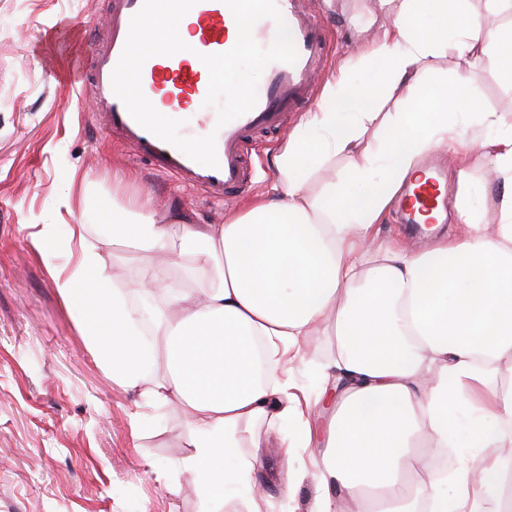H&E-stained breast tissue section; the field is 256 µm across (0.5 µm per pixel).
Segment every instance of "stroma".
Returning <instances> with one entry per match:
<instances>
[{
	"instance_id": "35a3bbf8",
	"label": "stroma",
	"mask_w": 512,
	"mask_h": 512,
	"mask_svg": "<svg viewBox=\"0 0 512 512\" xmlns=\"http://www.w3.org/2000/svg\"><path fill=\"white\" fill-rule=\"evenodd\" d=\"M312 6L330 46L323 79L342 70L351 85L371 84L376 64L364 55L383 41L393 14L380 0ZM107 8L108 0H0V512H311L328 422L316 401L320 385L336 377L330 325L301 337L297 357L279 367L289 392L312 403L311 446L293 431L297 417L261 425V448L245 439L240 454L260 458L252 479L262 493L245 499L228 486L210 504L177 466L189 453L182 401L148 409L138 391L113 382L79 310L55 287L79 260V227L93 233L110 223L105 201L150 198L168 224L230 221L275 179L272 158L304 114L259 141L263 173L230 201L157 175L100 130L75 79L76 52L61 44L62 28L72 25L90 42ZM470 92L478 111L512 115V85L486 64L472 66ZM116 172L126 176L117 189ZM73 175L88 188L82 208L66 204ZM102 254L111 284L136 281L134 252L107 245Z\"/></svg>"
}]
</instances>
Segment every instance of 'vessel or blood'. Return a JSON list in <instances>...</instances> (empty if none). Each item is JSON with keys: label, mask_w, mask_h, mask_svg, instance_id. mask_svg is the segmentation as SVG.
<instances>
[{"label": "vessel or blood", "mask_w": 512, "mask_h": 512, "mask_svg": "<svg viewBox=\"0 0 512 512\" xmlns=\"http://www.w3.org/2000/svg\"><path fill=\"white\" fill-rule=\"evenodd\" d=\"M275 3L290 28L298 59L292 64H268L265 81L257 90L256 106L225 126H218L216 112L197 113V128L202 134L216 136L218 165L212 168L193 161L140 126L115 95L112 73L124 49L130 20L143 0H108L107 23L94 40L86 77L81 81L104 132L117 136L159 175L202 191L210 200L224 201L242 194L251 178L248 147L254 133L279 131L289 112L312 96L327 50L324 30L310 0ZM189 15L195 20L191 51L151 57L142 68L143 93L161 113L186 108L191 101L205 98L209 73L201 55L225 52L236 43L230 34L236 21L223 0H197ZM449 204L448 184L442 173H435L417 189L405 192L402 221L415 223L420 213L445 214Z\"/></svg>", "instance_id": "b4317fda"}]
</instances>
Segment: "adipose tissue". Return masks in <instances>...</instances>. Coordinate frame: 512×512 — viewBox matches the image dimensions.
Masks as SVG:
<instances>
[{
	"mask_svg": "<svg viewBox=\"0 0 512 512\" xmlns=\"http://www.w3.org/2000/svg\"><path fill=\"white\" fill-rule=\"evenodd\" d=\"M375 82L329 80L318 111L275 155L269 191L227 224L159 223L143 199L112 212L110 244L138 252L141 292L162 291L157 333L168 377L153 383L155 404L181 398L193 410L182 467L203 495L235 478L241 494L258 459L237 457L240 430L259 442L260 424L287 416L277 380L282 356L326 318L334 320L336 369L317 481V512H496L512 494V457L499 454L512 419V392L492 394L469 426L480 467L454 473L430 465L420 432L447 442L449 408L473 382L491 387L512 354V123L477 112L469 67L479 61L512 75V25H490L465 0H396ZM454 48L451 88H433L425 61ZM393 112L379 116L378 104ZM494 136H486V129ZM479 150L494 174L492 213L458 198L464 234L424 252L385 246L375 226L423 152ZM331 155L350 164L319 195L310 169ZM81 262L57 279L65 298L90 288L84 329L113 379L136 388L142 318L123 289L106 290L97 246L80 241ZM158 251L169 267L154 265ZM199 265L198 288L173 280L184 254Z\"/></svg>",
	"mask_w": 512,
	"mask_h": 512,
	"instance_id": "adipose-tissue-1",
	"label": "adipose tissue"
}]
</instances>
